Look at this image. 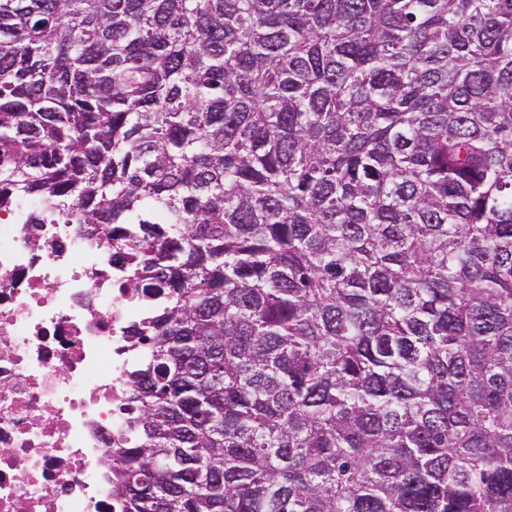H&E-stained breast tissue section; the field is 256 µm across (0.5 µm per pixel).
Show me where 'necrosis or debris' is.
<instances>
[{
	"label": "necrosis or debris",
	"instance_id": "obj_1",
	"mask_svg": "<svg viewBox=\"0 0 512 512\" xmlns=\"http://www.w3.org/2000/svg\"><path fill=\"white\" fill-rule=\"evenodd\" d=\"M28 199L0 212V512H114L101 467L126 431L130 329L149 298L116 239L40 221Z\"/></svg>",
	"mask_w": 512,
	"mask_h": 512
}]
</instances>
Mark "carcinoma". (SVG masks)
<instances>
[{
	"label": "carcinoma",
	"instance_id": "obj_1",
	"mask_svg": "<svg viewBox=\"0 0 512 512\" xmlns=\"http://www.w3.org/2000/svg\"><path fill=\"white\" fill-rule=\"evenodd\" d=\"M157 299L122 512H512V0H0V207Z\"/></svg>",
	"mask_w": 512,
	"mask_h": 512
}]
</instances>
